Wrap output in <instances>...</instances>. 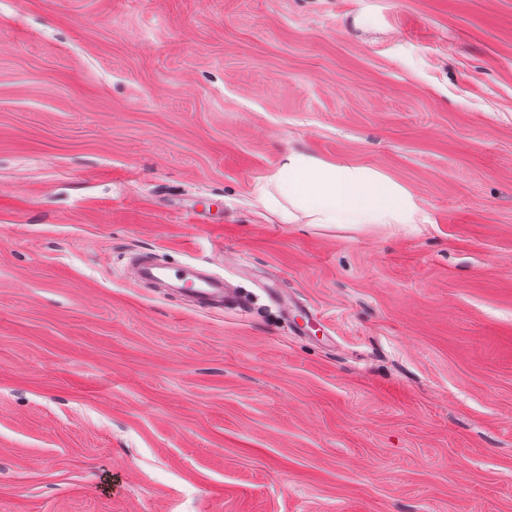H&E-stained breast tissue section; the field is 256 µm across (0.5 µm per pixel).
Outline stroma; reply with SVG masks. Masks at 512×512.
Instances as JSON below:
<instances>
[{"label": "stroma", "mask_w": 512, "mask_h": 512, "mask_svg": "<svg viewBox=\"0 0 512 512\" xmlns=\"http://www.w3.org/2000/svg\"><path fill=\"white\" fill-rule=\"evenodd\" d=\"M291 150L427 223H281ZM0 512H512V0H0ZM133 279L141 284L147 280L163 278H176L178 280L191 278L190 282L193 288H187L189 295L196 300L201 307H209L217 302L224 307L229 304L232 307L239 308L240 311H246L248 306L242 302L230 288L224 278L214 276L204 272H185L180 273L165 266H156L149 263L135 264L131 267ZM269 296L274 302L280 305L284 317L286 319L290 318L295 322L299 331H302L303 328L296 320L297 318H300L306 324V326H309L313 323H319L322 320V316L315 308L304 306L305 310L299 311L296 305L288 301V298L280 288H272L269 291Z\"/></svg>", "instance_id": "1"}]
</instances>
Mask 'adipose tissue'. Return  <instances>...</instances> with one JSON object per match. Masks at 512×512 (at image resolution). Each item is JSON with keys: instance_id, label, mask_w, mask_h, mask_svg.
I'll return each instance as SVG.
<instances>
[{"instance_id": "obj_1", "label": "adipose tissue", "mask_w": 512, "mask_h": 512, "mask_svg": "<svg viewBox=\"0 0 512 512\" xmlns=\"http://www.w3.org/2000/svg\"><path fill=\"white\" fill-rule=\"evenodd\" d=\"M258 203L287 224H419L422 207L404 185L369 168L288 153Z\"/></svg>"}]
</instances>
